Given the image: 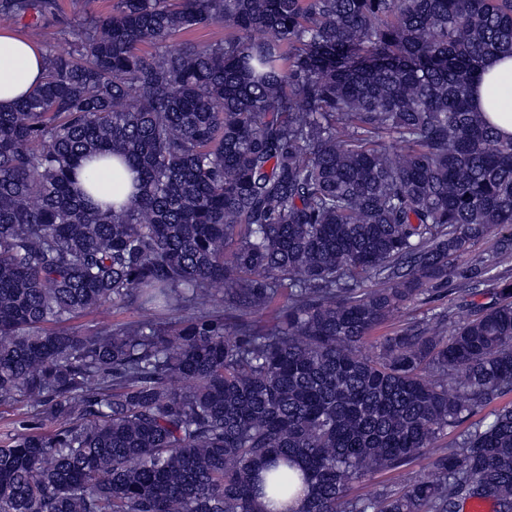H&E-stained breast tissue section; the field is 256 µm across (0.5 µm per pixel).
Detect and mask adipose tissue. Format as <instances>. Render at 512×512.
Wrapping results in <instances>:
<instances>
[{"instance_id":"1","label":"adipose tissue","mask_w":512,"mask_h":512,"mask_svg":"<svg viewBox=\"0 0 512 512\" xmlns=\"http://www.w3.org/2000/svg\"><path fill=\"white\" fill-rule=\"evenodd\" d=\"M46 52L19 34L0 30V111L10 110L19 98L41 84ZM474 99L503 139L512 138V59L490 58Z\"/></svg>"}]
</instances>
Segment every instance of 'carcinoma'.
<instances>
[{
    "mask_svg": "<svg viewBox=\"0 0 512 512\" xmlns=\"http://www.w3.org/2000/svg\"><path fill=\"white\" fill-rule=\"evenodd\" d=\"M80 4L0 112V402L55 425L0 440V512H512L511 406L440 444L512 393V141L470 104L512 0ZM111 156L134 191L92 207L77 170ZM455 277L491 302L358 354ZM106 303L137 317L66 328ZM427 461L420 459L406 466L399 472L375 473L355 483L352 496L369 497L385 488H397L399 484L427 474Z\"/></svg>",
    "mask_w": 512,
    "mask_h": 512,
    "instance_id": "carcinoma-1",
    "label": "carcinoma"
}]
</instances>
